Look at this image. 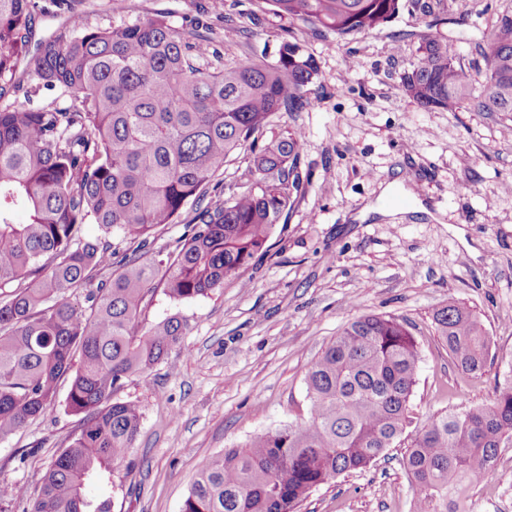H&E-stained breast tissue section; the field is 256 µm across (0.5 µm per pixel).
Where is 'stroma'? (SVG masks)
<instances>
[{
  "label": "stroma",
  "mask_w": 512,
  "mask_h": 512,
  "mask_svg": "<svg viewBox=\"0 0 512 512\" xmlns=\"http://www.w3.org/2000/svg\"><path fill=\"white\" fill-rule=\"evenodd\" d=\"M80 8L93 27L162 13L185 30L205 10L223 60L252 53L272 61L290 42L319 67L306 87L310 107L275 113L261 133L301 137L302 186L291 210L223 287L182 302L156 291L146 322L175 314L187 331L117 392L140 406V434L110 482L87 488L89 498L111 499L112 512H181L200 460L296 420L309 366L365 315L403 319L414 336L413 428L493 398L512 361V114L427 109L403 78L427 31L447 43L480 95L482 48L498 17L512 14V0H400L391 22L344 38L260 10L257 0H123L115 9L82 0ZM16 78L22 92L0 106L69 102L39 85L28 60ZM394 198L397 212L386 214ZM452 300L477 316L490 340L476 378L455 366L436 331L435 312ZM69 384L60 381L44 415L0 440V484L34 488L67 445L79 425L65 406ZM404 453L389 449L367 469L314 488L299 512H413ZM461 510L512 512L511 444Z\"/></svg>",
  "instance_id": "stroma-1"
}]
</instances>
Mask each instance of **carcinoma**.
Masks as SVG:
<instances>
[{
	"mask_svg": "<svg viewBox=\"0 0 512 512\" xmlns=\"http://www.w3.org/2000/svg\"><path fill=\"white\" fill-rule=\"evenodd\" d=\"M259 7L343 37L390 22L399 0H257ZM33 0H0V98L18 61L60 88L64 107L0 109V440L44 414L70 377L68 410L81 416L69 444L34 491L0 493V512H111L87 484L108 482L134 448L139 405L113 399L181 344L177 315L148 326L155 291L174 301L205 296L248 268L300 184L301 144L286 131L257 144L276 112H300L315 59L295 43L272 63L247 55L215 65L195 34L163 14L92 27L69 23L30 49ZM404 78L421 106L512 114V14L486 42L483 93L436 36L420 35ZM250 153L241 191L207 200L224 164ZM191 214L182 218L185 205ZM22 210L23 224L14 220ZM101 235L88 240L83 227ZM184 224L171 251L152 250L170 224ZM103 271L106 279L98 278ZM83 296L84 304L72 300ZM438 336L464 372L482 374L489 340L476 316L450 301ZM419 351L407 324L362 316L306 373V409L288 425L202 459L182 512H298L309 492L361 471L406 444L403 466L415 512H460V502L512 439V375L494 398L440 413L409 433Z\"/></svg>",
	"mask_w": 512,
	"mask_h": 512,
	"instance_id": "carcinoma-1",
	"label": "carcinoma"
}]
</instances>
